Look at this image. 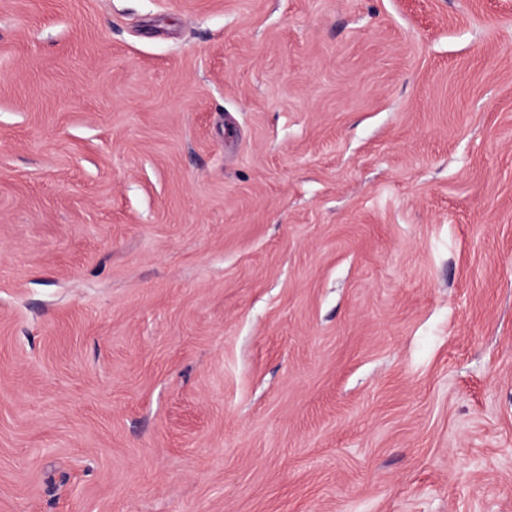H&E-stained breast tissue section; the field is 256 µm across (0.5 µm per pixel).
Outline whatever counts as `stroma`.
<instances>
[{"instance_id":"stroma-1","label":"stroma","mask_w":512,"mask_h":512,"mask_svg":"<svg viewBox=\"0 0 512 512\" xmlns=\"http://www.w3.org/2000/svg\"><path fill=\"white\" fill-rule=\"evenodd\" d=\"M0 512H512V0H0Z\"/></svg>"}]
</instances>
